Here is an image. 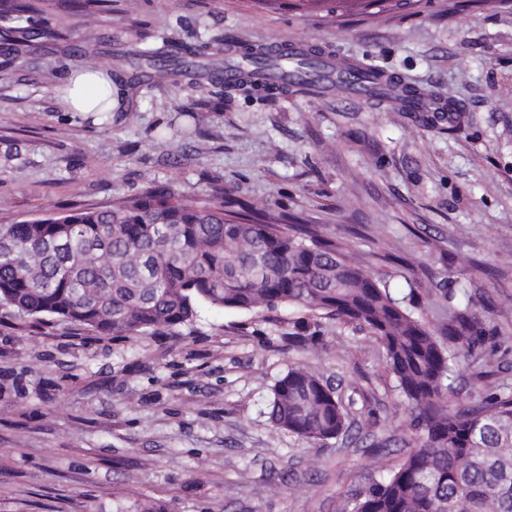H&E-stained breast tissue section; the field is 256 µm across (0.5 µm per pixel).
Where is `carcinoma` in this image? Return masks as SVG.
Instances as JSON below:
<instances>
[{"mask_svg": "<svg viewBox=\"0 0 512 512\" xmlns=\"http://www.w3.org/2000/svg\"><path fill=\"white\" fill-rule=\"evenodd\" d=\"M38 0H0V40L19 51L33 35L61 34ZM224 56L238 79L225 91L269 95L284 67L318 69L301 48H245ZM330 85L371 80L370 96L394 93L405 112L454 110L432 91L392 81L370 66L336 65ZM346 246L305 224L224 204L148 194L119 208L56 212L0 224V310L70 324L96 336L177 334L202 306L260 314L280 307L322 312L367 328L380 341L402 395L419 410L426 438L400 466L359 490L351 512H512V394L449 405L454 361L497 329L468 307L448 309L435 332L408 311ZM272 423L315 444L348 429L335 391L293 366L271 389Z\"/></svg>", "mask_w": 512, "mask_h": 512, "instance_id": "obj_1", "label": "carcinoma"}]
</instances>
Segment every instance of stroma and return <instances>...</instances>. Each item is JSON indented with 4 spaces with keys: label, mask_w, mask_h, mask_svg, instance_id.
Returning a JSON list of instances; mask_svg holds the SVG:
<instances>
[{
    "label": "stroma",
    "mask_w": 512,
    "mask_h": 512,
    "mask_svg": "<svg viewBox=\"0 0 512 512\" xmlns=\"http://www.w3.org/2000/svg\"><path fill=\"white\" fill-rule=\"evenodd\" d=\"M62 39L0 59V224L114 207L150 191L298 217L414 295L433 329L467 304L496 326L465 358L462 401L512 392V5L361 0H50ZM315 47L452 97L453 112L297 85L225 97L213 47ZM187 46L159 77L136 51ZM110 68L111 111H60L68 67ZM317 322L321 337L288 336ZM303 365L335 387L351 426L317 446L272 426L270 388ZM367 329L300 308L202 309L174 336L115 340L0 321V512H345L371 475L419 445Z\"/></svg>",
    "instance_id": "1"
}]
</instances>
